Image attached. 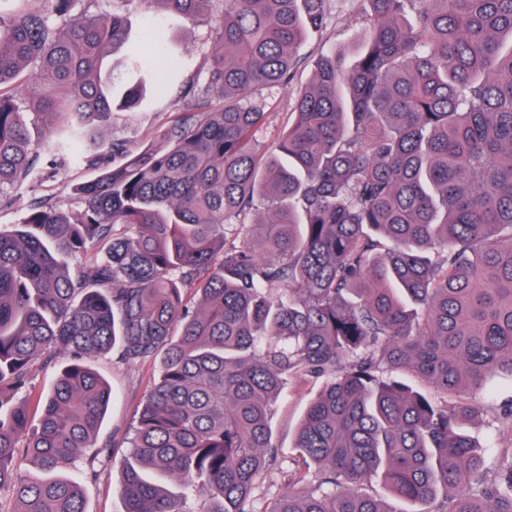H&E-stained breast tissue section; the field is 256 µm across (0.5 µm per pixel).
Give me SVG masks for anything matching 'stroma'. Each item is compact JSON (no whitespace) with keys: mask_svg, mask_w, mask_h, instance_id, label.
I'll use <instances>...</instances> for the list:
<instances>
[{"mask_svg":"<svg viewBox=\"0 0 512 512\" xmlns=\"http://www.w3.org/2000/svg\"><path fill=\"white\" fill-rule=\"evenodd\" d=\"M368 10L366 0H329L328 21L323 30L310 33L299 50V63L293 71L288 88L261 89V97L272 103L267 116V124L259 135L256 148L259 152L268 151L278 134L288 126L295 110V92L309 84L313 78L315 65L322 54L347 45L364 30V16ZM167 38L178 43L185 56L183 77H191L214 49V35L209 25L204 23L188 27L182 22L170 21L165 29ZM185 103L179 98L178 87H170L149 107L117 111L112 115L111 136L125 141L130 149L146 145L161 146L163 132L172 117L184 111ZM90 170L70 166L60 171L50 188L25 184L12 189L16 204H0V225L19 223L21 208L30 200L43 195H51L55 206L64 211L77 209L79 200L73 187L90 179ZM93 367L112 386V401L98 436L107 448L102 453L93 449H82L77 461L78 468L94 467L96 477L82 480L81 486L86 500L87 512H123L124 505L118 494L123 462L130 452L129 438L141 406L159 375V365L148 362L138 365H121L111 356L95 360ZM322 386L321 380L294 378L288 383L273 407V439L280 451L276 462L268 466L254 492L255 512H263L266 505L283 494L288 486V475L294 470L292 461L298 425L309 401ZM475 404L483 408L481 419L464 424L467 434L487 449L486 477H494L498 470L502 452L503 436L506 432L505 410L512 403V383L493 380L472 396Z\"/></svg>","mask_w":512,"mask_h":512,"instance_id":"stroma-1","label":"stroma"}]
</instances>
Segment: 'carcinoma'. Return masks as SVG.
I'll return each mask as SVG.
<instances>
[{
    "label": "carcinoma",
    "mask_w": 512,
    "mask_h": 512,
    "mask_svg": "<svg viewBox=\"0 0 512 512\" xmlns=\"http://www.w3.org/2000/svg\"><path fill=\"white\" fill-rule=\"evenodd\" d=\"M100 0H0V194L82 165L81 208L44 197L0 227V491L14 512H86L70 472L112 397L91 368L161 360L130 438L124 512H255L288 378L325 379L288 491L263 512H512L459 426L466 392L512 380V0H367L366 36L319 59L275 151L247 94L288 88L327 0L158 3L212 24L205 86L130 151L116 109L168 90L178 45L145 54ZM62 368L16 399L36 361ZM401 372L404 378L386 376ZM25 454L35 471L17 475Z\"/></svg>",
    "instance_id": "cac0c4a2"
}]
</instances>
